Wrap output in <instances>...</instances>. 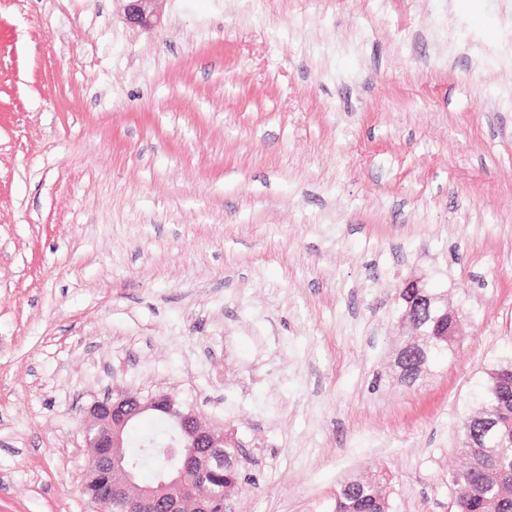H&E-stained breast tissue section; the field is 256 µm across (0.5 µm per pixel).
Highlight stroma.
Masks as SVG:
<instances>
[{
	"instance_id": "1",
	"label": "stroma",
	"mask_w": 512,
	"mask_h": 512,
	"mask_svg": "<svg viewBox=\"0 0 512 512\" xmlns=\"http://www.w3.org/2000/svg\"><path fill=\"white\" fill-rule=\"evenodd\" d=\"M157 7L0 0V512H94L122 389L233 431L235 512H448L512 359V0ZM412 277L462 336L408 385ZM125 3L124 14L126 21L133 26L154 27L160 23L157 11L159 0H122ZM389 504L375 483L353 479L336 492L333 512H388Z\"/></svg>"
}]
</instances>
